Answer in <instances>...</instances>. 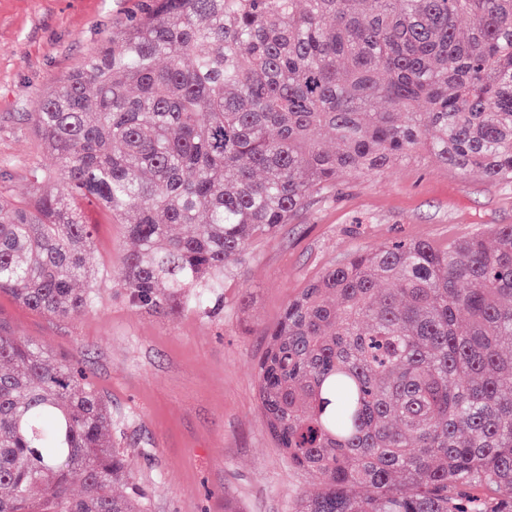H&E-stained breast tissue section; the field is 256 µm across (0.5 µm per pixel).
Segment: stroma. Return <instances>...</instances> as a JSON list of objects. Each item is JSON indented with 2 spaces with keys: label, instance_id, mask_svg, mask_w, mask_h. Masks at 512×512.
<instances>
[{
  "label": "stroma",
  "instance_id": "35a3bbf8",
  "mask_svg": "<svg viewBox=\"0 0 512 512\" xmlns=\"http://www.w3.org/2000/svg\"><path fill=\"white\" fill-rule=\"evenodd\" d=\"M143 0H0V195L24 199L43 156L31 115L43 97L112 37ZM95 259L117 270L132 249L96 205ZM512 224V184L460 173L419 150L386 170L346 179L291 223L252 242L224 271V308L164 319L132 308L105 276L100 306L73 320L0 293V323L57 356H74L112 400L133 445L147 512H288L319 479L289 467L257 395L256 364L288 303L326 270L396 236L442 247Z\"/></svg>",
  "mask_w": 512,
  "mask_h": 512
}]
</instances>
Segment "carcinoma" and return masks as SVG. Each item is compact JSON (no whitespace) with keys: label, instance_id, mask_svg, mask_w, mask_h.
<instances>
[{"label":"carcinoma","instance_id":"cac0c4a2","mask_svg":"<svg viewBox=\"0 0 512 512\" xmlns=\"http://www.w3.org/2000/svg\"><path fill=\"white\" fill-rule=\"evenodd\" d=\"M32 121L29 178L59 186L0 197V293L98 308L87 200L134 241L111 275L133 307L206 311L347 177L423 149L512 184V0H149ZM264 335L268 429L322 480L290 512H512V224L357 250ZM133 479L111 400L0 326V512H145L113 492Z\"/></svg>","mask_w":512,"mask_h":512}]
</instances>
